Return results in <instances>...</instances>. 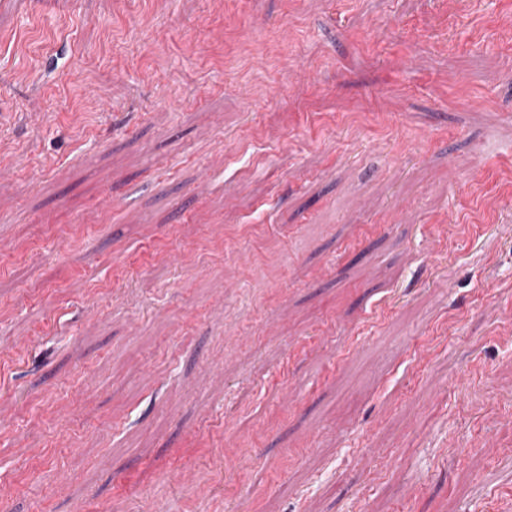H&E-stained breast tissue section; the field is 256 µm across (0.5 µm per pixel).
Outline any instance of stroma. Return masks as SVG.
<instances>
[{"label":"stroma","instance_id":"obj_1","mask_svg":"<svg viewBox=\"0 0 512 512\" xmlns=\"http://www.w3.org/2000/svg\"><path fill=\"white\" fill-rule=\"evenodd\" d=\"M6 512H512V0H0Z\"/></svg>","mask_w":512,"mask_h":512}]
</instances>
